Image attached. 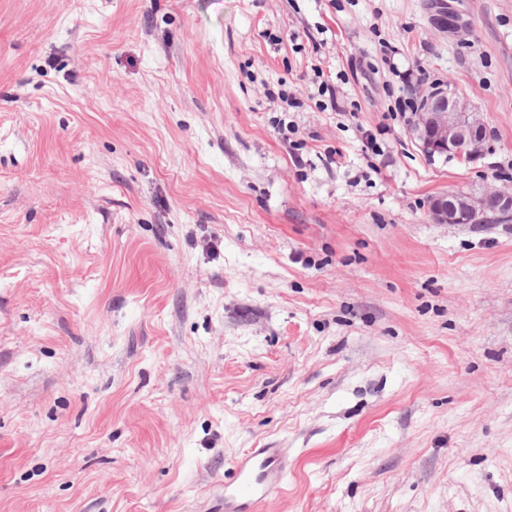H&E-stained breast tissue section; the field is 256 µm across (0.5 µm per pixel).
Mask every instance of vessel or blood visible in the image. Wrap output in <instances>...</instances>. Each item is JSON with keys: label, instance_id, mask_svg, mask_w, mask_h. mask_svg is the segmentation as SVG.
Segmentation results:
<instances>
[{"label": "vessel or blood", "instance_id": "1", "mask_svg": "<svg viewBox=\"0 0 512 512\" xmlns=\"http://www.w3.org/2000/svg\"><path fill=\"white\" fill-rule=\"evenodd\" d=\"M288 466L287 449H248L234 462V480L224 486V512H259L280 492Z\"/></svg>", "mask_w": 512, "mask_h": 512}]
</instances>
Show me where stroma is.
<instances>
[{
  "instance_id": "stroma-1",
  "label": "stroma",
  "mask_w": 512,
  "mask_h": 512,
  "mask_svg": "<svg viewBox=\"0 0 512 512\" xmlns=\"http://www.w3.org/2000/svg\"><path fill=\"white\" fill-rule=\"evenodd\" d=\"M483 185L512 0H0V512H212L247 448L261 512H512V220L429 216ZM426 106L415 112L412 135L429 157L455 156L474 159L481 151L486 125L479 112L444 88L425 96ZM289 462L288 449L248 448L234 461V480L224 483V512H258L280 492Z\"/></svg>"
}]
</instances>
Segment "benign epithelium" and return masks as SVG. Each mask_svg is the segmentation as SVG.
I'll list each match as a JSON object with an SVG mask.
<instances>
[{"instance_id":"7a95c632","label":"benign epithelium","mask_w":512,"mask_h":512,"mask_svg":"<svg viewBox=\"0 0 512 512\" xmlns=\"http://www.w3.org/2000/svg\"><path fill=\"white\" fill-rule=\"evenodd\" d=\"M426 106L416 113L412 135L429 157L473 159L481 151L486 125L480 113L458 96L436 88L425 96ZM437 224H485L491 213H512V188H477L444 193L430 203Z\"/></svg>"}]
</instances>
